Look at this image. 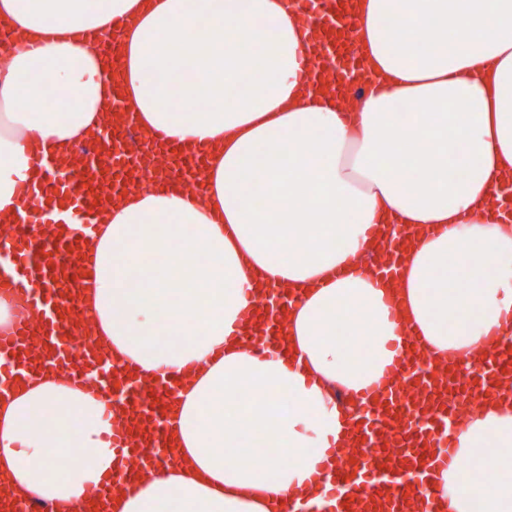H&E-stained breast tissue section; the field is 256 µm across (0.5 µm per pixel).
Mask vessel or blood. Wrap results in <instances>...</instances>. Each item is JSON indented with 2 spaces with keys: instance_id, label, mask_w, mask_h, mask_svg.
<instances>
[{
  "instance_id": "obj_1",
  "label": "vessel or blood",
  "mask_w": 512,
  "mask_h": 512,
  "mask_svg": "<svg viewBox=\"0 0 512 512\" xmlns=\"http://www.w3.org/2000/svg\"><path fill=\"white\" fill-rule=\"evenodd\" d=\"M306 33L299 79L306 90L332 96H368L380 84L369 80L363 47L354 24L357 0H292ZM109 119L93 137L72 175L58 180L55 158L43 155L38 136L28 135L25 151L37 157L33 171L16 180V212L0 233V288L13 297L10 322L0 327V397L30 374L63 372L81 383L112 412L105 440L124 466L87 486L77 512H112V500L130 492L133 475L149 478L171 446L168 417L190 369L138 371L110 357L84 324L78 303L86 284L82 255L107 219L113 202L132 190L162 184L203 194L206 160L202 153L175 145L160 130L127 141L136 120L121 93L107 104ZM67 197L72 214L47 224L30 223V214L47 202ZM371 257L379 282L396 281L417 233L406 226H371ZM299 299L293 288H275L266 299L247 302L230 334L252 353L285 341V318ZM512 401V312L493 332L487 353L471 365L442 366L401 344L384 375L361 391L349 409V435L329 474L317 482L334 488L323 506L299 512H426L438 494L433 472L456 464L453 435L459 425L460 398Z\"/></svg>"
}]
</instances>
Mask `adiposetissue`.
Returning <instances> with one entry per match:
<instances>
[{"label":"adipose tissue","mask_w":512,"mask_h":512,"mask_svg":"<svg viewBox=\"0 0 512 512\" xmlns=\"http://www.w3.org/2000/svg\"><path fill=\"white\" fill-rule=\"evenodd\" d=\"M359 2L384 87L350 126L333 99L299 91L305 47L288 0H0V21L37 43L0 68V214H13L15 178L35 165L23 133L66 152L98 128L116 80L146 128L220 147L206 204L180 191L132 196L85 255L100 342L146 371L196 367L169 419L175 461L116 512H285L300 496L346 434L333 388L368 387L399 341L384 290L348 268L370 225L435 227L400 292L431 354L469 358L512 309V226L478 211L512 170V0ZM116 16L131 24L115 75L81 35ZM175 78L203 81L207 105L184 108ZM59 86L64 104L18 108ZM129 243L146 263L129 266ZM256 282L303 292L289 353L259 358L227 340ZM342 319L369 348L338 340ZM107 430L102 401L33 376L0 399V473L26 494L78 503L112 466ZM455 438L460 467L436 475L440 512H512V408L483 407Z\"/></svg>","instance_id":"obj_1"}]
</instances>
